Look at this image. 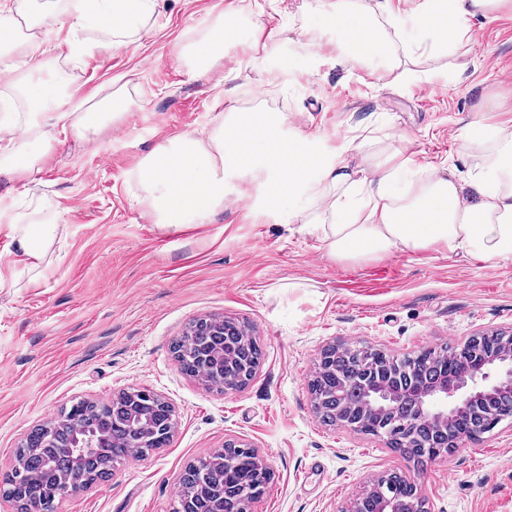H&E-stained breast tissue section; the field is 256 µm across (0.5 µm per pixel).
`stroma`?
Listing matches in <instances>:
<instances>
[{
    "label": "stroma",
    "mask_w": 512,
    "mask_h": 512,
    "mask_svg": "<svg viewBox=\"0 0 512 512\" xmlns=\"http://www.w3.org/2000/svg\"><path fill=\"white\" fill-rule=\"evenodd\" d=\"M357 3L397 46L394 64L339 44L309 0H160L139 45L77 59L60 32L46 75L65 82L66 111L105 112L120 94L132 107L94 134L67 129L32 180L0 178V196L41 199L44 216L68 227L45 278L21 271L0 289V478L35 426L77 400L138 388L172 404L169 445L67 495L60 512H173L186 466L228 440L255 448L272 472L251 512H349L393 472L415 478L427 512H512V421L417 462L383 439L325 425L309 390L322 351L350 341L400 357L512 334V259L404 252L340 263L247 177L229 181L205 224H154L138 202L137 171L153 148L211 129L222 110L268 111L271 89L287 104L285 133L321 137L354 168L373 169L403 146L425 169L478 164L480 150L461 152L467 124L512 129V2L471 20L470 41L445 51L415 25L423 0H393L391 20L375 0ZM260 8L282 30L279 47L227 52L191 71L185 48L222 24L252 30ZM283 56L287 74L269 82ZM224 90L230 101L216 107ZM205 316L236 319L260 342L244 388L210 392L175 361L173 342Z\"/></svg>",
    "instance_id": "obj_1"
}]
</instances>
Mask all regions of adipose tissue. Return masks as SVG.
Masks as SVG:
<instances>
[{
    "instance_id": "obj_1",
    "label": "adipose tissue",
    "mask_w": 512,
    "mask_h": 512,
    "mask_svg": "<svg viewBox=\"0 0 512 512\" xmlns=\"http://www.w3.org/2000/svg\"><path fill=\"white\" fill-rule=\"evenodd\" d=\"M507 0H424L420 28L447 48L449 37L467 40L471 19L492 16ZM159 0H67L61 25L71 35L70 50L88 51L79 32H104V47L126 44L151 18ZM313 13L340 41L365 56L387 50L377 27L351 7L349 0H313ZM36 0H15L0 7V76H10L12 56H20L32 76L21 89L34 114L24 138H15L11 113L0 114V172L29 179L51 148L47 129L71 122L76 130L96 131L94 114L68 119L52 86L36 82L46 65L47 40L18 29L19 18L39 17ZM281 118L268 112H233L220 117L207 136L182 133L157 146L137 172L143 198L157 224H205L223 208L227 175L241 174L264 183L298 222L317 235L331 259H380L395 252L464 253L485 261L512 259V132L480 121L469 123L463 150L479 146L481 163L466 176L448 169L427 173L404 151L380 159L369 172L352 168L344 154L318 146L316 140L290 136ZM16 244L14 256L0 265L42 272L54 239L67 236L64 224H31L0 199V219Z\"/></svg>"
}]
</instances>
